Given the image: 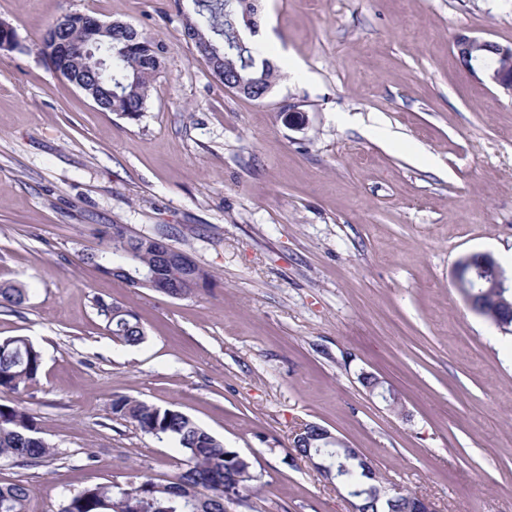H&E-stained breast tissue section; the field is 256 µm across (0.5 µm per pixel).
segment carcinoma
<instances>
[{
    "mask_svg": "<svg viewBox=\"0 0 512 512\" xmlns=\"http://www.w3.org/2000/svg\"><path fill=\"white\" fill-rule=\"evenodd\" d=\"M197 6L201 23L197 24L194 36L200 45L210 43L216 66L260 77L267 88L275 85L278 69L268 58L256 48L241 50L232 46L238 19H250L256 13L253 0H198ZM162 52L160 41L141 32L134 40L114 38L103 44L98 54L83 59L85 77L101 90L116 88L112 111L134 119L146 107ZM141 239L125 225L111 224L100 231L98 247L86 260L107 275L132 260L140 267L155 269L163 278L168 277L167 265L157 253L143 248ZM183 275L182 283L188 294L212 285L211 274L199 265L183 271ZM28 291L23 283H1L0 308L23 304ZM471 307L512 332V291L505 290L496 300L476 294ZM100 313L107 332L116 341L129 346L144 342V327L132 311L102 304ZM42 367V353L28 338L15 336L0 341V394H14L36 382ZM111 409L112 414L141 432L174 442L186 456L188 468L166 483L144 478L125 488L107 484L87 487L67 497L60 512H230V506L244 501V493L255 478L242 476L243 468L235 451L189 416L174 407L149 405L127 396L114 398ZM312 452L319 453L329 470L340 464L346 466L342 485L349 491L360 490L365 512H417L419 496L412 492L373 507L368 489L376 483V476L363 458L348 457L341 449L324 442L317 443ZM51 455L52 446L39 436L34 418L16 404L0 403V460L33 467ZM28 499L25 484H0V512H27Z\"/></svg>",
    "mask_w": 512,
    "mask_h": 512,
    "instance_id": "carcinoma-1",
    "label": "carcinoma"
}]
</instances>
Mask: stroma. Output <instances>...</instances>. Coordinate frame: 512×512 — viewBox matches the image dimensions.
Wrapping results in <instances>:
<instances>
[{
	"label": "stroma",
	"mask_w": 512,
	"mask_h": 512,
	"mask_svg": "<svg viewBox=\"0 0 512 512\" xmlns=\"http://www.w3.org/2000/svg\"><path fill=\"white\" fill-rule=\"evenodd\" d=\"M65 11L164 46L142 116L99 109L38 46ZM194 0H0L22 50L0 51V340L43 355L0 397L54 456L0 460L29 512L186 467L173 442L111 411L125 395L182 411L258 476L232 512H350L292 446L316 423L384 482L438 512H512V333L457 288L463 257L512 276V98L473 76L459 33L512 46V0H259L256 43L279 68L261 100L224 85L185 36ZM303 113L289 125L288 111ZM124 224L187 251L214 286L181 298L84 263ZM133 311L125 346L99 304ZM380 379L394 411L361 383ZM29 288L23 283L0 284V308L11 309L26 300Z\"/></svg>",
	"instance_id": "obj_1"
}]
</instances>
